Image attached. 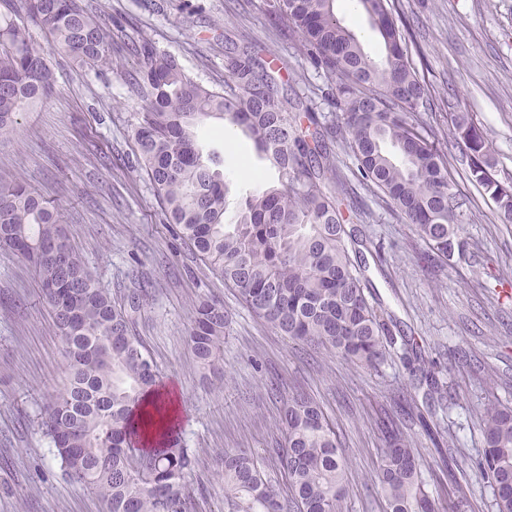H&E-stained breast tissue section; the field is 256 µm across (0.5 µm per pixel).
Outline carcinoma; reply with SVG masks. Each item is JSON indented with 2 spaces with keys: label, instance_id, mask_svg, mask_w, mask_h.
<instances>
[{
  "label": "carcinoma",
  "instance_id": "carcinoma-1",
  "mask_svg": "<svg viewBox=\"0 0 512 512\" xmlns=\"http://www.w3.org/2000/svg\"><path fill=\"white\" fill-rule=\"evenodd\" d=\"M335 0H263L281 35L296 36L313 66L339 80L334 105L355 159L354 175L371 183L385 203L415 226L428 247L423 257L445 262L448 248L465 258L463 214L448 158L424 115L429 89L409 59V27L397 0H357L377 31L382 51L367 52L337 17ZM45 30L47 46L33 43L25 21ZM142 69L143 101L134 129L136 160L160 201L164 221L179 226L192 251L243 303L292 340L323 347L355 365L376 370L394 344L384 310L372 304L352 260L338 193L335 155L312 108L309 125L288 111L268 62L247 51L225 54L224 88H207L187 75L175 56L147 39L134 45ZM59 53L102 70L112 64V31L80 0H17L0 13V135L15 116L43 104L55 87L48 56ZM223 120L240 128L275 168L279 185L257 184L230 224L224 223L228 186L203 156L197 127ZM454 145L472 180L512 224V182L491 173L489 142L468 112H451ZM0 247L35 267L42 294L66 344L68 385L43 406L41 426L69 481L99 496L108 512H188L186 476L194 454L169 426L167 410H142L143 396L159 384L156 366L133 333L130 313L145 291L130 288L116 302L64 233L56 209L21 182L0 184ZM224 304L202 300L188 339L199 363L219 369ZM164 443L132 455L134 418ZM425 436L443 454V436L416 414ZM277 449L289 495L268 479L244 450L224 449V512H343L348 463L319 404L302 391L288 397ZM381 464L373 482L387 512H436L417 463L413 437L393 414L374 420ZM484 448L468 467L493 490L496 512H512V408L482 417Z\"/></svg>",
  "mask_w": 512,
  "mask_h": 512
}]
</instances>
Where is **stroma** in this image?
I'll list each match as a JSON object with an SVG mask.
<instances>
[{"label": "stroma", "mask_w": 512, "mask_h": 512, "mask_svg": "<svg viewBox=\"0 0 512 512\" xmlns=\"http://www.w3.org/2000/svg\"><path fill=\"white\" fill-rule=\"evenodd\" d=\"M85 2L112 31V66L96 72L52 55L53 97L20 113L15 131L0 135V182H25L57 209L71 244L115 299L130 288L146 290L133 331L163 380L179 388L178 432L195 455L189 512H224L225 449H246L261 470L277 476L280 409L295 387L320 404L340 436L349 466L344 512H386L370 482L381 462L371 418L404 398L439 432L454 434L441 456L427 437H416L437 506L448 500V485L436 480L445 469L465 492L461 512H495L491 488L465 462L484 446L483 412L512 407V302L498 303L484 287L486 272L512 277V224L500 223L489 194L472 182L448 115L472 114L492 145L495 178L512 182V0H400L414 35L409 51L433 98L428 119L462 202L469 262L424 267L413 225L353 178L355 161L342 136L330 142L356 261L396 340L377 372L302 346L253 314L235 288L192 254L176 225L161 223L158 198L135 165L133 129L142 101L133 41L150 40L214 89L224 86L226 47L251 48L287 80L289 99L312 107L328 126L337 123L335 79L276 34L261 0ZM197 135L204 153L220 157L228 214L256 180L276 182L239 128L210 120ZM204 297L223 302L228 314L215 375L197 362L188 341L193 308ZM416 348L427 360L447 358L439 379L449 398L431 399L428 386L411 377L405 358ZM67 372L64 342L33 265L0 248V512H107L95 494L64 478L40 427L42 408L64 389Z\"/></svg>", "instance_id": "1"}]
</instances>
